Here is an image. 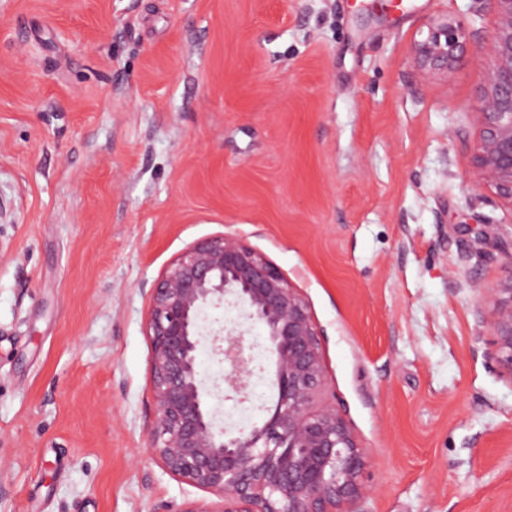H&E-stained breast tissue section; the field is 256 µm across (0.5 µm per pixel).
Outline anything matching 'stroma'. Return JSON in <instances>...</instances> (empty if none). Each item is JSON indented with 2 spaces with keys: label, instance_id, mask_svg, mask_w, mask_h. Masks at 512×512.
Instances as JSON below:
<instances>
[{
  "label": "stroma",
  "instance_id": "obj_1",
  "mask_svg": "<svg viewBox=\"0 0 512 512\" xmlns=\"http://www.w3.org/2000/svg\"><path fill=\"white\" fill-rule=\"evenodd\" d=\"M472 0H0V512H182L150 451L155 280L235 235L306 296L365 512H512L487 288L512 211L471 172ZM481 28H474L466 19L448 14L428 23V34L414 41L411 48L413 66L420 72L450 80L462 59L466 46L480 40Z\"/></svg>",
  "mask_w": 512,
  "mask_h": 512
}]
</instances>
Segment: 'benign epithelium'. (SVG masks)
I'll return each instance as SVG.
<instances>
[{"label":"benign epithelium","mask_w":512,"mask_h":512,"mask_svg":"<svg viewBox=\"0 0 512 512\" xmlns=\"http://www.w3.org/2000/svg\"><path fill=\"white\" fill-rule=\"evenodd\" d=\"M474 2V16L489 3L495 21L483 81L466 106L476 129L472 168L475 181L512 211V0ZM481 35L464 18H433L412 45L413 66L448 81ZM141 290L149 297L155 401L150 449L173 477L219 498L215 507L193 503L182 512H362L369 454L336 406L315 407L326 384L321 333L298 288L250 244L224 234L188 246ZM480 292L493 304L488 358L512 381V264L505 281ZM224 304L244 307V318L261 328L276 389L266 419L234 432L217 424L198 370L208 335L213 355L229 366L224 383L241 402L252 395L254 358L241 333L201 331L204 309Z\"/></svg>","instance_id":"obj_1"}]
</instances>
